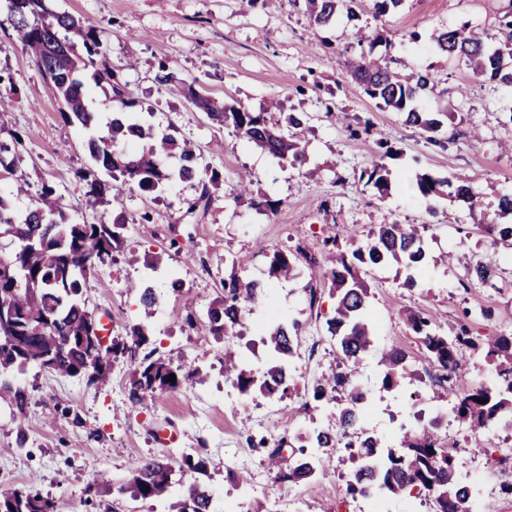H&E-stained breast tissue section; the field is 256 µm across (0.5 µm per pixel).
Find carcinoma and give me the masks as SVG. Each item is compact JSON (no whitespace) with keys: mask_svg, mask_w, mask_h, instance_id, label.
<instances>
[{"mask_svg":"<svg viewBox=\"0 0 512 512\" xmlns=\"http://www.w3.org/2000/svg\"><path fill=\"white\" fill-rule=\"evenodd\" d=\"M310 20L319 26L336 21L343 3L354 0H303ZM0 10L12 28L13 35L31 56L42 76L51 84L54 95L64 108L63 120L70 126L87 131L83 146L91 159L92 169L85 175L87 196L94 205L112 195L117 201L134 188L151 195L160 194L176 182L203 183L201 198H208L209 187L222 185L221 175L199 162V154L190 144L179 143L170 133L154 134L151 128L134 119L127 110L135 103L113 88L119 104L108 134L92 129L93 113L89 110L91 90L80 79V73L104 56L103 32L67 12H55L46 0H0ZM501 38L468 30L463 25L435 36L440 51L467 60L476 74L490 80L512 84V72H504L505 57H512V14L504 15L499 31ZM351 75L370 98L400 112L406 121L427 133L439 128L430 113L411 106L432 83L427 73L399 75L386 65L367 57L365 52L350 63ZM185 97L198 110L217 124L232 129V134L246 144L255 145L281 166L295 167L305 163L301 136L306 118L290 112L284 123L275 120L268 109L253 112L237 103L218 101L200 95L189 86L182 88ZM360 179L372 187L379 197L387 194L390 179L386 167L374 162ZM420 195L455 197L474 203L479 192L465 177L441 178L431 173L417 177ZM23 192L16 181L9 193L0 192V236L9 234L16 247L3 258L9 270L0 272V404L15 414L25 415L28 395L25 389L4 379L10 372L23 373L28 367L62 376H86L91 384L108 381L112 363L148 342L147 326L137 324L128 332L130 342L112 341L101 344L99 320L83 298L85 282L105 265L125 241L127 224L122 216L105 223H73L65 211L61 196L47 186L21 217L12 211L10 197ZM95 263L87 262L90 253ZM298 247L292 253L273 252L264 281L243 282L232 277L224 282V296L207 308L206 316H186L191 327L211 336H236L245 326L253 308L267 302L273 286L301 274ZM426 260L423 235L413 224H379L372 228L368 241L351 254L343 251L331 255L322 275V283L336 304L325 323L342 367L329 376L316 380L309 396L314 408L336 415L335 423L316 425L302 436L306 453L299 449L288 473H282L280 450L268 454L269 464L290 481L312 483L321 468L317 450H330L343 445L353 448L351 458L359 464L349 473L346 493L366 499L381 495L400 496L414 489L434 504L433 512H471L474 481L457 473L453 456L448 454L441 438L442 424L452 418L472 434L483 433L494 423L512 422V335L492 332L473 336L460 327L448 336L442 326L423 309H409L405 319L416 335L426 359L423 376L434 380V386L448 385L454 404L447 415L438 414L426 428L403 433L399 445L389 444L368 425V392L355 381V373L364 357L375 352V325L370 311V292L362 274L395 262L418 271ZM497 258L491 256L469 268L468 275L486 282L498 274ZM302 324L281 319L261 329L268 348L269 361L262 379L248 359L232 347L224 349V380L243 394L253 391L262 397L286 393L294 384L288 369L295 355L294 343ZM482 352L493 366L489 382L460 390L452 371L463 369L464 354ZM381 385L386 391L400 390L409 373L407 354L396 346L381 350ZM175 375V381L168 380ZM204 382L202 371L186 368L172 361L146 356L134 366L130 378V398L142 404L159 391L176 392L189 380ZM207 460L199 453L180 457L179 470L201 473ZM174 465L155 457L138 461L131 477L107 493L128 494L143 501H161L176 493L179 500L172 505L176 512H216L212 489L197 481L176 486ZM0 512H55V504L33 487L0 493Z\"/></svg>","mask_w":512,"mask_h":512,"instance_id":"obj_1","label":"carcinoma"}]
</instances>
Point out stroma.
Segmentation results:
<instances>
[{
	"mask_svg": "<svg viewBox=\"0 0 512 512\" xmlns=\"http://www.w3.org/2000/svg\"><path fill=\"white\" fill-rule=\"evenodd\" d=\"M51 7L85 19L104 32L106 63L115 86L93 88L89 108L96 130L106 133L116 112L113 88L134 100L144 123L192 141L204 165L215 168L224 188L207 205L197 206L198 182H181L164 193L128 192L121 201L88 206L91 166L84 135L67 125L62 102L21 46L0 14V92L11 110L0 120V141L10 143L13 171L0 175V188L14 180L28 193L15 201L25 210L43 186L55 187L74 222H110L117 213L129 221L124 245L114 260L85 285L87 304L108 314L112 333L144 323L153 358L195 363L206 380L177 392H163L145 405L129 398L130 358L117 359L108 385L59 376L36 368L17 373L13 382L29 392L24 421L0 407V492L34 485L53 500L59 512H148V502L112 494L127 481L142 457L164 459L197 451L207 470L184 474L183 483L200 481L226 502H249L232 490L227 470L244 469L252 482L263 483L281 512H364L367 499L347 496L353 464L339 447L323 453L315 484L276 481L266 466L270 447L293 440L311 424H327L306 390L334 370L338 352L325 319L335 300L320 283L327 249L334 237L339 249L362 242L371 225L398 222L425 225L428 265L412 274L391 263L370 270V306L376 316L377 343L401 347L407 367L418 372L424 355L406 326V310L428 307L445 333L467 325L475 335L490 331L512 334V255H500L501 270L492 283L467 278V269L492 254L489 224H512V214L497 208L501 195L512 194V85L474 79L463 59L441 52L435 33L467 24L496 34L512 0H403L378 17L373 0H356L353 14L336 23L315 25L304 5L293 0H52ZM377 36L370 56L392 70L408 74L430 70L433 87L420 101L423 111L440 119L437 141L407 124L405 113L378 106L352 79L344 62L351 53L348 36L356 30ZM418 40H409V32ZM167 64L179 84L205 94L234 99L253 111L279 100L282 111L305 112V167H283L260 149L243 144L228 129L191 106L185 97L156 81L159 64ZM390 173L385 197L364 185L359 175L373 161ZM464 175L478 188L476 206L437 200L428 212L416 191L417 174ZM252 193L239 201L225 199L239 182ZM279 201L277 211L258 206L261 198ZM151 219L139 222L141 213ZM267 253H259L255 242ZM302 247L308 254L298 278L279 283L274 310L304 326L290 365L294 386L280 397L246 395L224 381L225 344L235 345L255 370H263L268 350L260 335L248 331L223 342L187 326L188 313L203 314L221 297L230 275L263 279L269 251ZM166 264L151 269L154 254ZM453 254V264L441 263ZM182 287L167 289L169 276ZM161 293L153 318L139 303L146 286ZM319 287L320 299L309 304L307 287ZM270 309V310H273ZM491 310L492 318L481 315ZM269 309L258 307L252 318L263 322ZM374 412L373 429L396 443L401 429L418 428V411L434 414L452 401L442 388L410 381L401 390H383L374 356H367L360 376ZM25 428V446L17 444ZM445 433L455 445L459 472L482 475L484 496L493 512H512V473L500 463L497 449L475 452V437L456 424ZM264 438L254 448L251 438Z\"/></svg>",
	"mask_w": 512,
	"mask_h": 512,
	"instance_id": "1",
	"label": "stroma"
}]
</instances>
